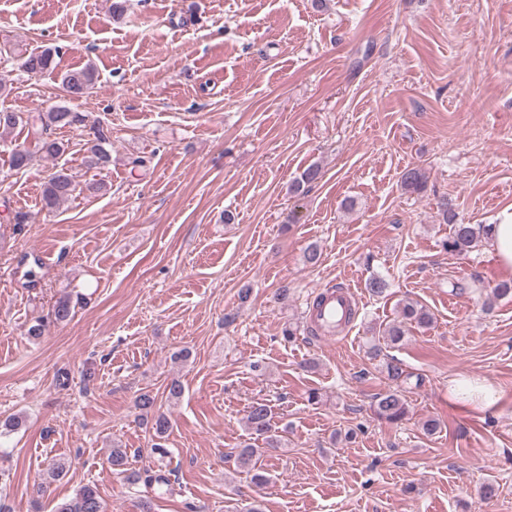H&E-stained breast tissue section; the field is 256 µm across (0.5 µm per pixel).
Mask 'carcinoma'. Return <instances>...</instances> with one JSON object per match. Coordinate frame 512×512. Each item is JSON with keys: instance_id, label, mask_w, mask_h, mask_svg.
<instances>
[{"instance_id": "carcinoma-1", "label": "carcinoma", "mask_w": 512, "mask_h": 512, "mask_svg": "<svg viewBox=\"0 0 512 512\" xmlns=\"http://www.w3.org/2000/svg\"><path fill=\"white\" fill-rule=\"evenodd\" d=\"M56 51L47 48L39 52L30 53L23 62V69L33 75H42L55 68ZM97 80L95 69L91 65L65 71L61 75L63 89L74 98H79L94 88ZM86 115L73 110L66 105L50 106L40 112L27 115L12 112L4 119L0 118V136L22 126L27 129V138L34 142L44 156L56 158L65 151L64 144L54 137V130L85 124ZM96 142L90 151L96 158V163L107 165L111 159V150L108 149L109 138L104 128L94 129ZM33 154L24 146H17L11 154V164L16 170H25L32 164ZM425 172L418 168H409L401 175L402 188L410 193L421 191L425 187ZM79 182L71 169L58 166L51 172L44 183L42 191V209L52 213L67 201L76 192ZM440 214L443 222L451 225V233L443 243L445 250L452 253H468L474 249L482 239L488 237L490 228L483 224H463L457 221V215L448 200L440 202ZM72 313V300L68 295L60 297L52 308L55 322H65ZM432 321L430 313L422 306L413 302L402 305L399 319L385 325L378 330L381 341L371 343L369 355L376 359L383 357L382 368L392 386L385 392L376 396L373 412L377 418L397 423L407 415V402L405 392L413 378V373L406 369L404 363L394 357L383 356L382 346H394L404 341L409 327L417 325L425 327ZM135 408L148 419L150 429L156 443L152 451L160 457H165L168 450L161 444L171 429V422L167 415L156 408V399L149 392L140 393L135 399ZM246 423L250 434L255 438L263 439L270 448H277L282 444V436L278 434L273 424L272 410L266 403L255 402L249 406ZM129 455L127 449L115 445L110 454V463L117 474L124 476L130 484L143 483L145 488L172 486L171 478L165 471L158 469H145L135 471L128 468ZM235 461L238 468L252 474L257 484L268 481L260 461L259 449L250 442L237 449ZM54 512H105V506L97 493L89 488L82 487L74 496L59 502Z\"/></svg>"}]
</instances>
